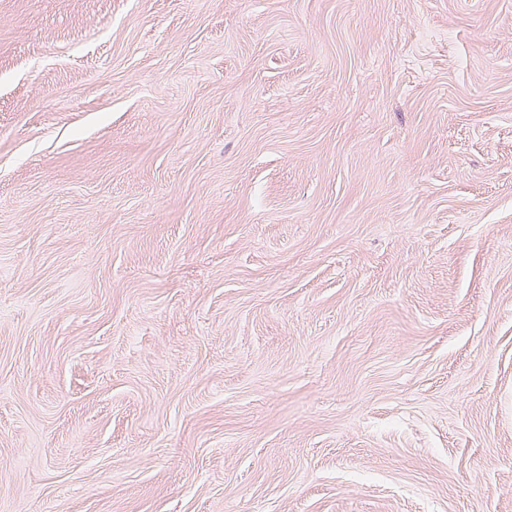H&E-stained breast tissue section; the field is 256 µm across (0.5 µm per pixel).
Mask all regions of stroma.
<instances>
[{"instance_id": "35a3bbf8", "label": "stroma", "mask_w": 512, "mask_h": 512, "mask_svg": "<svg viewBox=\"0 0 512 512\" xmlns=\"http://www.w3.org/2000/svg\"><path fill=\"white\" fill-rule=\"evenodd\" d=\"M0 512H512V0H0Z\"/></svg>"}]
</instances>
